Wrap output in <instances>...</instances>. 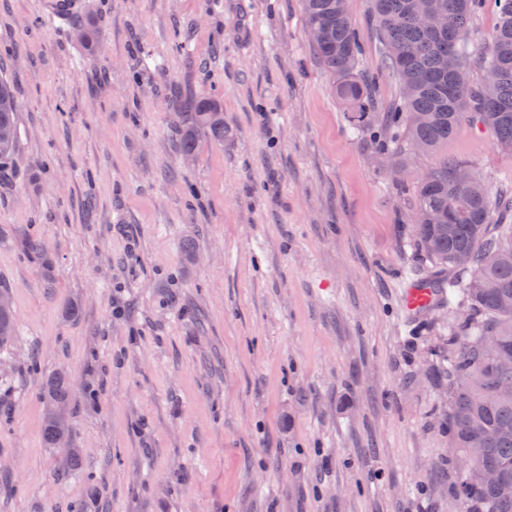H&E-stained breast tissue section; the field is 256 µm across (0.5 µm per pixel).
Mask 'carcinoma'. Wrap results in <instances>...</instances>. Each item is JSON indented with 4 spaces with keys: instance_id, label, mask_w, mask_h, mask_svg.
I'll use <instances>...</instances> for the list:
<instances>
[{
    "instance_id": "obj_1",
    "label": "carcinoma",
    "mask_w": 512,
    "mask_h": 512,
    "mask_svg": "<svg viewBox=\"0 0 512 512\" xmlns=\"http://www.w3.org/2000/svg\"><path fill=\"white\" fill-rule=\"evenodd\" d=\"M448 20L444 32L424 29L413 0H372L388 67L400 95L381 117L373 140L379 153L397 167L420 157L436 162L417 181L410 245L439 270L428 279L445 292L455 312L448 324V433L460 453L470 457L459 468L456 496L461 512H512V493L487 485L482 475L496 471L512 483V366L498 363L512 354V189L496 196L468 181L469 170L441 155L448 139L464 124L481 125L501 143L512 144V0H436ZM485 7L495 13L494 36L483 56L493 68L492 86L472 84L465 41L472 15ZM306 27H326L328 43L314 45L320 65L345 110L361 119L373 105L370 84L360 70V46L350 12L340 0H302ZM180 149L194 153L202 138L224 141V113L215 100L200 96L181 105ZM17 105L10 86L0 82V159L8 158L20 138ZM470 255L465 267L454 258ZM46 389L51 407L70 398L65 372L53 374ZM68 430L64 415L46 414L43 436L56 446Z\"/></svg>"
}]
</instances>
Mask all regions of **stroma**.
Wrapping results in <instances>:
<instances>
[{"mask_svg": "<svg viewBox=\"0 0 512 512\" xmlns=\"http://www.w3.org/2000/svg\"><path fill=\"white\" fill-rule=\"evenodd\" d=\"M0 0L20 139L0 165V512H460L454 316L410 319L413 169L395 177L331 90L301 0ZM373 113L399 93L349 0ZM95 21L81 44L74 27ZM224 108L179 149L176 103ZM449 160L512 186L475 125ZM45 248L44 271L26 249ZM77 315H69V308ZM72 396L42 436L47 376ZM85 0H45L44 7L49 16L67 20L84 12ZM46 389L51 397V406L48 409L45 419L43 436L45 442L50 447L59 444V441L64 437L68 430L67 420L64 413L60 415H51L50 409L56 408L59 405H66L71 394V382L66 372H57L53 374L47 381Z\"/></svg>", "mask_w": 512, "mask_h": 512, "instance_id": "35a3bbf8", "label": "stroma"}]
</instances>
